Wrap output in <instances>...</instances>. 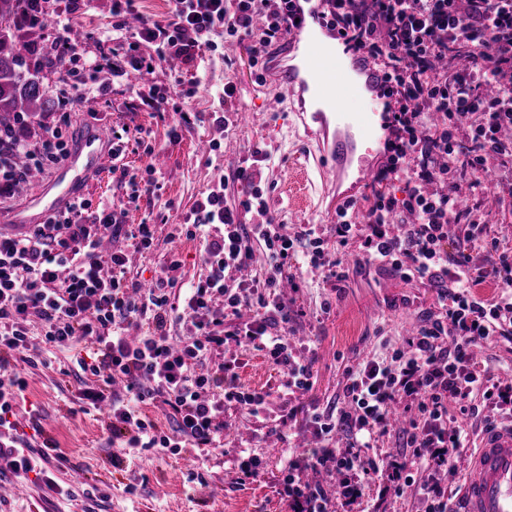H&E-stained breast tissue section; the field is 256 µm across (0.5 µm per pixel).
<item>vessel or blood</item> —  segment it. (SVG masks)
<instances>
[{
	"instance_id": "1",
	"label": "vessel or blood",
	"mask_w": 512,
	"mask_h": 512,
	"mask_svg": "<svg viewBox=\"0 0 512 512\" xmlns=\"http://www.w3.org/2000/svg\"><path fill=\"white\" fill-rule=\"evenodd\" d=\"M292 12L300 25L283 52L272 56L266 74L275 87L286 91L307 132L321 138L319 157L325 171L337 179L352 173L357 181L367 182L371 168L356 146L369 138L370 129L366 113L346 111L343 105L349 90L345 73L353 71L368 92L382 83L383 74L362 53H354L348 62L336 53L333 45L341 36L327 28L322 0H293ZM111 164L110 138L104 130L83 133L51 192L33 197L25 209L9 216V223L35 225L46 214L68 208L80 196L86 177ZM454 508L512 512V421L482 430Z\"/></svg>"
}]
</instances>
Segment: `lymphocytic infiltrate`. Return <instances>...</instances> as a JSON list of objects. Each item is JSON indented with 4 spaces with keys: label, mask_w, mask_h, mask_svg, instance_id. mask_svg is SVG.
<instances>
[{
    "label": "lymphocytic infiltrate",
    "mask_w": 512,
    "mask_h": 512,
    "mask_svg": "<svg viewBox=\"0 0 512 512\" xmlns=\"http://www.w3.org/2000/svg\"><path fill=\"white\" fill-rule=\"evenodd\" d=\"M323 2L328 24L383 68L395 98L387 157L374 175L365 220H352L356 203L347 201L337 212L336 239L357 242L366 264L390 266L406 281H428L437 288L445 315L421 320L416 334L385 357L346 369L348 408L314 414V432L324 445L289 459L280 495L291 512H332L328 493L300 478L303 468L332 462L349 475L341 491L346 501L362 495L359 474L383 470L390 482L412 489L424 512H448L452 493L431 474L470 447L466 421L487 409L512 417V384H501L474 358L477 345L489 337L512 340V255L487 234L480 211L461 206L457 196L429 193L427 186L466 179L476 188L489 158L512 164V138L502 135L512 128V0ZM50 5L51 0H25L15 18L22 31L41 36L36 65H61L66 81L71 63L101 67V60L84 59L81 38L56 37L47 21ZM169 6L167 24H146L139 31L162 59L190 57L221 26L229 35L253 39V57L259 60L291 29L289 8L278 0H169ZM489 86L494 95L486 94ZM46 125L45 138L34 145L23 142L16 128L0 127V195L10 194L24 177L13 158L26 157L39 168L66 151L55 119ZM234 178L245 188L238 204H228L223 185H216L171 227L173 240L205 236L207 273L179 290L169 277L179 265L172 257L156 267L154 285L146 290L127 278L124 252H112V270L103 274L99 249L106 236L127 235L142 252L155 242L154 225L124 223L108 205L87 219L82 200L30 233L0 234V364L32 351L29 324L39 320L45 345L82 343L76 364L95 382L79 389V399L109 408L113 441L174 455L188 447L205 453L223 449L225 406L256 419L266 412L267 393L239 386L238 360L208 365L209 356L228 341L264 352L282 370L286 389L309 390L311 366L296 356L288 339L283 272L305 241L312 266L332 277L338 262L310 231L282 233L252 168H238ZM452 223L461 231L453 249L448 246ZM478 248L494 256L492 265L478 262ZM259 249L268 265L264 279H231ZM490 278L500 282V292L490 299L478 296L477 287ZM245 306L256 309L246 322L240 319ZM135 321L147 330L132 341L124 330ZM175 322L186 323L187 339L172 340ZM26 388L19 376L0 377V460L15 477L36 475L56 491L51 442L38 448L35 463L13 455L31 445L13 419ZM150 404L167 409L170 431L145 413ZM397 408L409 423L399 435L404 453L382 467L370 451L375 438L388 432ZM452 408L461 418L454 427L448 424ZM339 430L351 437L350 451L326 447Z\"/></svg>",
    "instance_id": "lymphocytic-infiltrate-1"
}]
</instances>
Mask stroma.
Returning a JSON list of instances; mask_svg holds the SVG:
<instances>
[{
  "label": "stroma",
  "instance_id": "35a3bbf8",
  "mask_svg": "<svg viewBox=\"0 0 512 512\" xmlns=\"http://www.w3.org/2000/svg\"><path fill=\"white\" fill-rule=\"evenodd\" d=\"M54 8L69 19L62 37L81 34L86 57L102 52L97 36L116 23L109 0H97L91 9L56 0ZM212 40V46L196 48L191 60H180L174 67L163 61L147 74L127 65L119 72H83L70 84L59 81L52 65L41 67L39 74L47 96L64 114L60 127L68 143L96 126L123 131L130 141L123 157L125 169L137 178L151 174L157 184L155 191L141 193L132 203L128 200L131 185L107 169L88 180L84 193L90 209L106 203L123 212L125 223L157 225L151 254H140L123 237L113 241L127 253L131 276L142 283L150 282L154 267L172 251L181 260L171 273L178 285L205 274L202 239L169 240L170 225L181 222L205 192L220 182L228 203H237L242 188L233 179L236 169L254 164L255 150L266 154V161L258 163L260 186L282 233L292 236L315 228L343 273L341 280L325 279L323 271L309 266L300 253L289 263L299 290L291 305L288 335L311 363L313 385L305 392L287 393L282 373L261 352L227 344L210 356V363L238 359L239 385L269 392V421L258 422L231 408L224 413L228 433L223 453L202 456L194 448L176 455L130 453L116 467L107 415L84 411L77 399L79 382L71 373L73 349L47 348L44 366L15 356L8 369L27 380L18 421L27 425L30 411L39 413L43 438L56 445L50 468L56 481L72 486L74 494L60 497L33 477L7 479L0 481V512H288L277 493L283 452L312 449L308 423L313 412L347 407L345 368L375 354L385 355L390 345L410 336L425 316L441 313L437 290L428 282L403 280L387 266L362 265L356 246H337L336 211L346 200H361L363 189L329 183L305 161V154L316 146L306 138L286 92L259 80L251 41H236L220 29ZM228 82L236 87L229 99L224 96ZM90 83L108 89L106 101L92 111L83 106L84 87ZM154 86L170 91L159 109L144 102ZM224 110L243 115L225 131L214 127L211 119L212 113ZM184 112L191 118L186 125L180 122ZM141 137L152 143V155L136 149ZM212 141L217 149L199 150V143ZM68 162V154H60L36 180L21 184L13 196L0 198V232L20 233V226L4 223L3 215L24 208ZM497 180L493 174L487 177L484 190L473 192L464 186L460 192L467 205L485 213L491 235L503 247L512 248V214L501 209ZM289 410L293 420L287 427H276L275 418ZM243 444L261 460L262 472L253 480H239L235 468ZM193 471L198 474L194 480L189 477ZM131 485L136 488L132 495L126 492ZM92 488L98 489L101 500L85 498V491Z\"/></svg>",
  "mask_w": 512,
  "mask_h": 512
}]
</instances>
